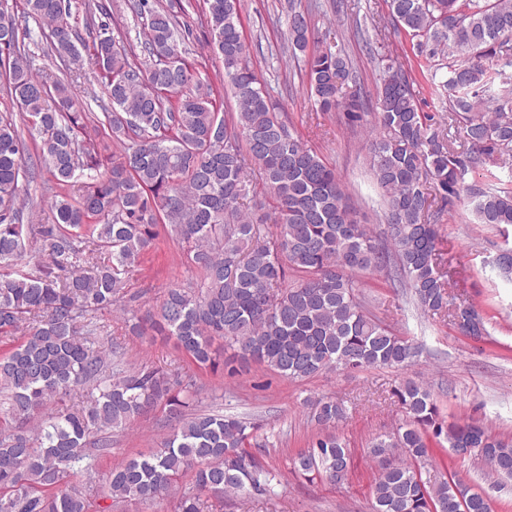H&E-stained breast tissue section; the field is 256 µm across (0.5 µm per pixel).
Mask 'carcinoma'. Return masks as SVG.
Returning <instances> with one entry per match:
<instances>
[{
    "label": "carcinoma",
    "mask_w": 512,
    "mask_h": 512,
    "mask_svg": "<svg viewBox=\"0 0 512 512\" xmlns=\"http://www.w3.org/2000/svg\"><path fill=\"white\" fill-rule=\"evenodd\" d=\"M8 2L0 0V73L18 112L0 113V341L23 338L0 354L3 419L16 422L0 429V512H112L114 503L174 495L185 475L193 489L174 495V512H220L228 495H275L278 472L246 448L249 423L189 411L200 391L192 378L125 371L94 340V318L139 299L126 294V275L167 224L200 279L167 289L149 319L132 315V334L171 338L196 369L230 377L250 363L291 381L412 364L419 350L363 310L353 273L385 271L422 312L466 319L469 306L454 301L440 270L438 223L470 196L476 223L512 225V185L466 183L473 168L512 158V0H388L392 26L418 39L431 78L446 70L448 124L423 111L411 70L383 66L369 145L388 224L383 245L335 170L276 111L237 0H206L201 20L223 61L219 87L195 79L186 61L178 3L130 5L145 20L138 55L114 37L102 3L86 15L95 31L87 43L69 23L71 0H26L21 19ZM287 8L288 52L305 58L314 103L363 124L369 109L360 89L346 88L349 61L329 36L310 46L307 14L291 0ZM37 49L69 74L92 65L109 104L78 111L67 80L36 72ZM227 88L235 111L223 113L216 100ZM447 126L463 132L464 151L451 147ZM26 132L39 140L49 189L86 177L78 198L53 200V224L25 223L19 204L30 175ZM106 138L120 157L105 155ZM31 235L38 258L23 271ZM394 395L408 420L372 442L370 455L384 461L373 512H491L486 495L431 478L422 464L442 438L454 455L477 448L493 473L512 478V439L479 420L446 419L410 380ZM71 396L78 402L65 404ZM157 407L171 427L162 447L112 467L99 495L93 478L112 456L113 432ZM346 414L332 397L312 401L324 428ZM349 469L348 444L333 433L316 435L294 459L300 475L336 485ZM79 473L86 482H73Z\"/></svg>",
    "instance_id": "carcinoma-1"
}]
</instances>
